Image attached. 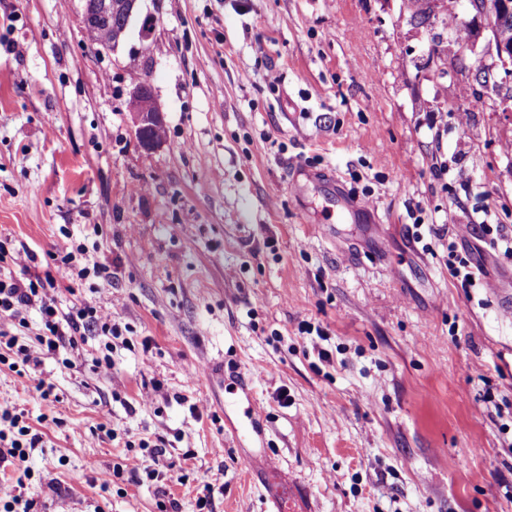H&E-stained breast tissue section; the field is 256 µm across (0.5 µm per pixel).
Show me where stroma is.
Segmentation results:
<instances>
[{"label": "stroma", "mask_w": 512, "mask_h": 512, "mask_svg": "<svg viewBox=\"0 0 512 512\" xmlns=\"http://www.w3.org/2000/svg\"><path fill=\"white\" fill-rule=\"evenodd\" d=\"M83 4L0 0V242L34 271L62 233L84 243L107 275L70 273L56 303L122 332H88L69 370L0 364V404L42 436L34 512H199L207 482L209 512H270L271 464L312 512H512V258L457 233H512V115L491 89L447 108L497 60L485 20L438 78L424 59L453 32L404 0H141L150 48L113 53ZM137 76L166 121L151 151ZM297 163L338 176L355 219L330 222ZM452 241L489 288L450 275ZM250 403L259 444L228 427ZM143 439L183 483L124 470ZM145 81V79L137 78L133 81V87L141 85L145 83ZM140 95H147L151 97L153 101V107L150 111H130L133 132L137 138L145 128L150 127L144 134L145 137H147L150 140H144L142 144L144 149L154 150L161 144V142H155L153 140H163L166 134V126L164 124H154L164 123V115L163 112L155 103L152 88L149 85V83H145L140 87H134L130 89V97L133 98Z\"/></svg>", "instance_id": "obj_1"}]
</instances>
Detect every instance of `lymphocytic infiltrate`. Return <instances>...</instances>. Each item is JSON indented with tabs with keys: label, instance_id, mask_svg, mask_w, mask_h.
<instances>
[{
	"label": "lymphocytic infiltrate",
	"instance_id": "obj_1",
	"mask_svg": "<svg viewBox=\"0 0 512 512\" xmlns=\"http://www.w3.org/2000/svg\"><path fill=\"white\" fill-rule=\"evenodd\" d=\"M84 253V244L66 234L58 240L52 254L56 272L48 271L23 279H0V362L12 354L23 365L35 370L40 367L43 357L57 355L62 365L68 368L72 361L67 358L66 352L77 347L86 330L94 329L114 339L120 337L121 332L113 324L111 314L88 304L72 306L65 312L60 311L56 305L52 295L57 286L56 273L66 272L77 257ZM30 308L38 310L43 328L34 342L23 344L19 341L18 332L26 325L23 312ZM0 418L9 420L17 430L13 437L0 431V463L12 466L17 488L11 500L0 505V512H31L35 501L28 498L26 493L30 477L29 459L41 437L33 433L22 414L0 409Z\"/></svg>",
	"mask_w": 512,
	"mask_h": 512
}]
</instances>
